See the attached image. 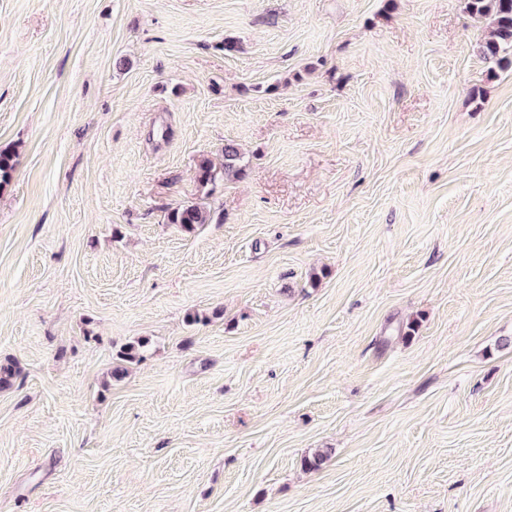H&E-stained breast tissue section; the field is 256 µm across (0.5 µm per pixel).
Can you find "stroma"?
Returning a JSON list of instances; mask_svg holds the SVG:
<instances>
[{
    "mask_svg": "<svg viewBox=\"0 0 512 512\" xmlns=\"http://www.w3.org/2000/svg\"><path fill=\"white\" fill-rule=\"evenodd\" d=\"M488 30L463 0H0V512H512ZM228 142L223 223H167ZM246 164H244V155L240 149L233 143L224 145V163L217 168L212 160L203 156L197 164V182L201 189H205V196L211 195L221 178L240 179L245 176Z\"/></svg>",
    "mask_w": 512,
    "mask_h": 512,
    "instance_id": "obj_1",
    "label": "stroma"
}]
</instances>
